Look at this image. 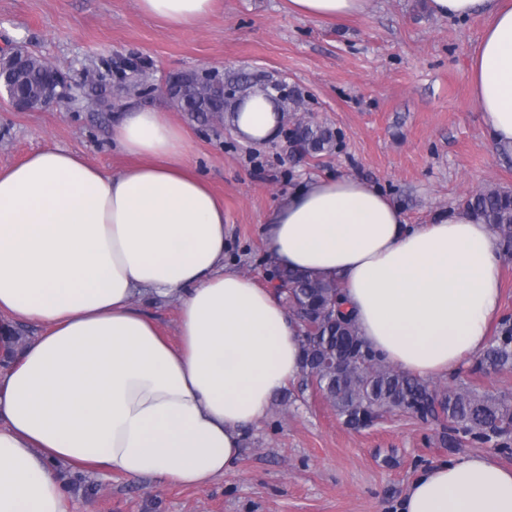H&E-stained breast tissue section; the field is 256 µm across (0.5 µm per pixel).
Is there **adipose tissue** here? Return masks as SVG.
I'll list each match as a JSON object with an SVG mask.
<instances>
[{"instance_id": "obj_1", "label": "adipose tissue", "mask_w": 512, "mask_h": 512, "mask_svg": "<svg viewBox=\"0 0 512 512\" xmlns=\"http://www.w3.org/2000/svg\"><path fill=\"white\" fill-rule=\"evenodd\" d=\"M178 30L217 0H137ZM341 21L369 0H288ZM435 15L488 17L471 56L473 98L495 145L512 146V0H431ZM246 143L275 139L282 116L247 100L230 120ZM109 172L46 147L0 169V319L41 334L0 368V512H71L58 465L202 488L231 471L242 431L301 373V326L274 290L224 263V204L187 165L165 112L127 106ZM273 265L338 278L371 348L431 379L478 356L500 314V247L456 208L407 223L370 183L307 181L263 227ZM177 300L178 343L135 305ZM398 512H512V468L467 454L423 469Z\"/></svg>"}]
</instances>
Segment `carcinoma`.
Listing matches in <instances>:
<instances>
[{
    "label": "carcinoma",
    "instance_id": "carcinoma-1",
    "mask_svg": "<svg viewBox=\"0 0 512 512\" xmlns=\"http://www.w3.org/2000/svg\"><path fill=\"white\" fill-rule=\"evenodd\" d=\"M51 75L43 61L32 56L23 72L9 78L16 97L27 100L31 109L42 101V90ZM233 94L225 93L224 78L211 72L198 77L187 72L174 80V92L168 99L179 111L192 117L208 118L213 105L220 112L241 97L265 90L249 74L234 82ZM298 148L305 154L330 153L336 135L329 127L311 122L298 127ZM466 207L480 216L499 240L502 255L512 256V192L496 187L479 191L466 201ZM272 278L289 285L283 292L292 313L316 326V335L302 341L304 367L313 377L321 396L357 429L365 419L383 411H402L410 416L434 420L443 425L441 443L450 448L461 445L458 435L481 442L512 434V399L479 393L468 388H435L429 382L404 374L377 355L359 336L351 314L344 308L341 283L311 273L276 269ZM342 354L351 372L342 378L327 367V360ZM493 368L512 366V324L504 322L480 359Z\"/></svg>",
    "mask_w": 512,
    "mask_h": 512
}]
</instances>
